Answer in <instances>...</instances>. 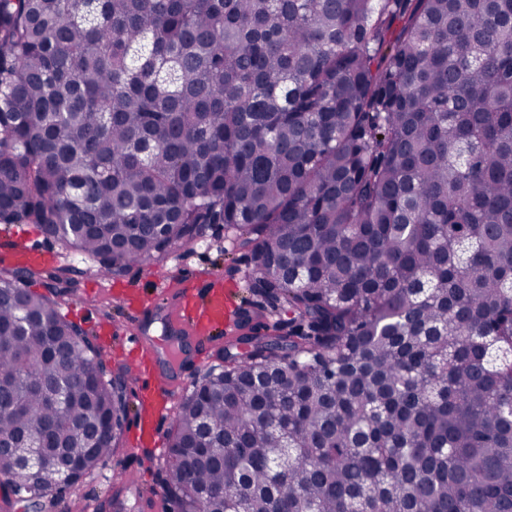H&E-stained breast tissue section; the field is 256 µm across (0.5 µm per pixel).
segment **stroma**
Here are the masks:
<instances>
[{"label":"stroma","mask_w":512,"mask_h":512,"mask_svg":"<svg viewBox=\"0 0 512 512\" xmlns=\"http://www.w3.org/2000/svg\"><path fill=\"white\" fill-rule=\"evenodd\" d=\"M18 242L42 255V267L71 265L78 270L77 291L63 303L62 312L85 331L111 366L131 358L124 345L125 328L128 316L135 313L139 316L137 333L151 348L155 375L176 377L181 387L172 396L168 411L152 417L138 399L140 381L130 382L126 392L129 412L119 443L105 465L84 476L73 491L46 496L37 505L0 492V512H146L145 499L164 494L167 439L178 405L197 378L221 364L223 345L218 342L202 348L185 343L184 354L192 367L180 369L171 356V344L164 338L168 322L165 308L157 306L145 312L141 302L153 295L157 277L170 283L182 267L191 266L203 274L202 279L192 284L195 291L206 290L211 280L216 279L237 297L240 307H248L255 300L250 290L253 264L244 258L233 234L212 226L203 228L193 249H173L165 261L144 263L101 282L96 279L95 261L74 256L35 225L0 224V258L6 264H13L14 245ZM148 416L161 437L156 446L141 443L138 438L137 427Z\"/></svg>","instance_id":"1"}]
</instances>
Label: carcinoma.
<instances>
[{"instance_id": "carcinoma-1", "label": "carcinoma", "mask_w": 512, "mask_h": 512, "mask_svg": "<svg viewBox=\"0 0 512 512\" xmlns=\"http://www.w3.org/2000/svg\"><path fill=\"white\" fill-rule=\"evenodd\" d=\"M0 224L109 277L205 224L255 257L173 512H512V0H0ZM37 274L76 285L0 269V440H41L0 453L15 496L127 409Z\"/></svg>"}]
</instances>
